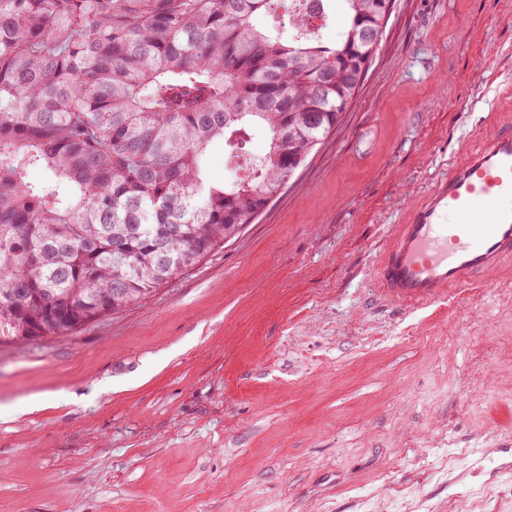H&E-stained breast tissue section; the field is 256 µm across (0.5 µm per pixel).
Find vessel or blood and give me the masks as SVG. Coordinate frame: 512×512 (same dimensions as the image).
Returning <instances> with one entry per match:
<instances>
[{"label":"vessel or blood","instance_id":"1","mask_svg":"<svg viewBox=\"0 0 512 512\" xmlns=\"http://www.w3.org/2000/svg\"><path fill=\"white\" fill-rule=\"evenodd\" d=\"M436 179L406 223L390 225L373 284L405 311L482 287L512 261V115Z\"/></svg>","mask_w":512,"mask_h":512}]
</instances>
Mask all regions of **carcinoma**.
<instances>
[{"instance_id": "1", "label": "carcinoma", "mask_w": 512, "mask_h": 512, "mask_svg": "<svg viewBox=\"0 0 512 512\" xmlns=\"http://www.w3.org/2000/svg\"><path fill=\"white\" fill-rule=\"evenodd\" d=\"M281 0H0V343L71 336L143 303L253 220L338 125L385 0L328 44ZM264 153L248 155L254 132ZM224 143L245 177L209 180ZM44 171L33 182L30 171Z\"/></svg>"}]
</instances>
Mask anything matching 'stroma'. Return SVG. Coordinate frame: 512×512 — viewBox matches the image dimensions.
I'll return each instance as SVG.
<instances>
[{"instance_id": "35a3bbf8", "label": "stroma", "mask_w": 512, "mask_h": 512, "mask_svg": "<svg viewBox=\"0 0 512 512\" xmlns=\"http://www.w3.org/2000/svg\"><path fill=\"white\" fill-rule=\"evenodd\" d=\"M512 102V0H395L336 129L237 239L0 344V512H512V272L409 313L387 225Z\"/></svg>"}]
</instances>
